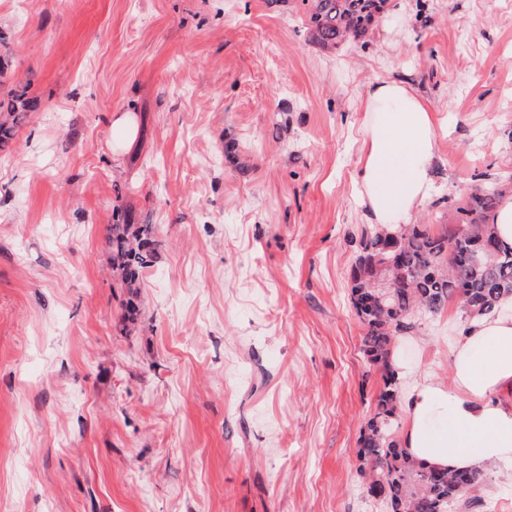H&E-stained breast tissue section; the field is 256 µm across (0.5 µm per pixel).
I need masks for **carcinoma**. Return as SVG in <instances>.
Masks as SVG:
<instances>
[{
    "mask_svg": "<svg viewBox=\"0 0 512 512\" xmlns=\"http://www.w3.org/2000/svg\"><path fill=\"white\" fill-rule=\"evenodd\" d=\"M389 0H310L308 22L314 41L338 49L366 36ZM32 111L23 91L0 98V151L17 134L23 114ZM499 191L475 193L457 206V228L434 231L428 224H407L397 237L382 227L362 230L360 251L351 267V303L365 327L367 360L381 375L375 411L360 431L368 493L385 501L392 512H472L483 493L471 489L491 480V467L454 473L424 467L399 447L398 397L401 380L392 360L395 336L416 328L415 312L434 316L455 301L462 316H485L512 295V250L498 245L491 217ZM155 227L139 223L128 210L120 213L108 236L112 272L128 295L153 264ZM453 251H448V247ZM398 280L394 288H377L378 280Z\"/></svg>",
    "mask_w": 512,
    "mask_h": 512,
    "instance_id": "carcinoma-1",
    "label": "carcinoma"
}]
</instances>
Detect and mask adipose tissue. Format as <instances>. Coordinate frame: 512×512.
<instances>
[{"mask_svg":"<svg viewBox=\"0 0 512 512\" xmlns=\"http://www.w3.org/2000/svg\"><path fill=\"white\" fill-rule=\"evenodd\" d=\"M436 121L425 99L403 82L369 84L361 156L353 175L365 223L401 229L434 183ZM452 385L427 380L402 397L407 427L400 444L435 469L512 464V296L500 310L468 318L454 344Z\"/></svg>","mask_w":512,"mask_h":512,"instance_id":"1","label":"adipose tissue"}]
</instances>
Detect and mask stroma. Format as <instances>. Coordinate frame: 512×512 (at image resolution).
Returning <instances> with one entry per match:
<instances>
[{
  "label": "stroma",
  "mask_w": 512,
  "mask_h": 512,
  "mask_svg": "<svg viewBox=\"0 0 512 512\" xmlns=\"http://www.w3.org/2000/svg\"><path fill=\"white\" fill-rule=\"evenodd\" d=\"M390 7L329 51L303 0H0V97L39 101L0 151V512H388L350 302L368 85L435 111L414 222L512 185V0ZM119 209L156 227L131 321ZM459 325L398 338L402 385L451 382Z\"/></svg>",
  "instance_id": "obj_1"
}]
</instances>
